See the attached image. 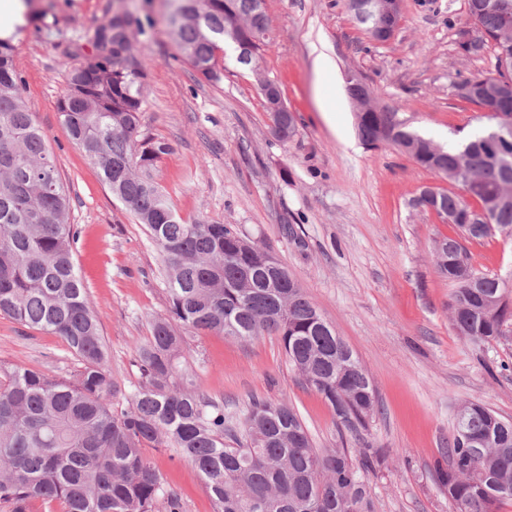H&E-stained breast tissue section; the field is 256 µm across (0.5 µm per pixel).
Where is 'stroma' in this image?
<instances>
[{
    "label": "stroma",
    "instance_id": "1",
    "mask_svg": "<svg viewBox=\"0 0 512 512\" xmlns=\"http://www.w3.org/2000/svg\"><path fill=\"white\" fill-rule=\"evenodd\" d=\"M118 12L132 19L131 51L145 73L144 130L170 145L157 178L171 205L184 220L213 219L270 247L371 377L378 411L365 438L382 460L365 483L376 512H452L439 473L448 467L459 407L480 402L512 418V331L481 348L453 331L451 289L436 272L432 246L456 229L409 205L423 187L447 182L394 147L362 144L346 76L359 73L380 104L436 141H461L488 126L452 88L494 68L492 53L466 57L457 48L465 0H404L400 29L383 46L369 43L345 0H266L271 45L262 64L297 118L285 144L270 132L248 69L228 55L221 80L208 82L182 59L164 0H29L13 34L15 65L70 193L77 266L112 379L127 391L139 379L135 348L167 308L163 263L144 225L71 143L58 111L65 74L95 53L87 32ZM320 42L332 60L326 80L310 56ZM466 247L476 268L512 274V236ZM195 346L197 383L225 408L254 395L285 401L316 447L339 446L332 411L291 368L277 337L202 336ZM0 361L58 375L75 365L59 337L5 315ZM146 455L180 494L183 512H213L189 463L170 449Z\"/></svg>",
    "mask_w": 512,
    "mask_h": 512
}]
</instances>
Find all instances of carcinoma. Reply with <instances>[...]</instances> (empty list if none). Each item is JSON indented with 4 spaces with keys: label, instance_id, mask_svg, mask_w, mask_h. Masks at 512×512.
I'll return each instance as SVG.
<instances>
[{
    "label": "carcinoma",
    "instance_id": "1",
    "mask_svg": "<svg viewBox=\"0 0 512 512\" xmlns=\"http://www.w3.org/2000/svg\"><path fill=\"white\" fill-rule=\"evenodd\" d=\"M346 0L371 35L377 18ZM467 21L492 48L497 81L477 84L461 99L512 125V0H466ZM170 24L184 61L207 81L221 78L219 54L234 47L236 63L253 76L269 49L265 0H170ZM116 14L95 29V67L64 76L61 124L95 164L112 195L146 226L167 277L166 314L150 321L136 346L139 381L130 391L112 381L107 344L76 269L78 225L70 195L50 159L46 134L29 111L14 63L0 37V314L62 339L77 361L66 376L0 363V507L32 512L40 501L60 512H182L180 495L144 454L171 448L199 473L214 512H375L364 473L380 457L346 447L315 448L297 411L284 401L252 396L228 411L196 384L183 364L197 353L192 339L248 341L274 335L293 370L331 408L342 434L360 437L376 407L370 377L353 350L281 264L226 224L184 221L156 178L169 143L142 132L146 101L140 65L113 29ZM276 139L296 133L291 112L269 113ZM370 149L392 145L418 166L455 184L456 170L473 175L463 191L426 187L410 205L451 218L457 237L434 240L439 276L452 287L448 307L456 335L474 344L505 336L512 323V275L475 268L461 240L512 231V204L498 202L512 184V137L498 144L484 132L438 148L381 105L356 113ZM487 211L489 221L475 209ZM455 512H496L512 499V420L480 402L459 407L440 474Z\"/></svg>",
    "mask_w": 512,
    "mask_h": 512
}]
</instances>
